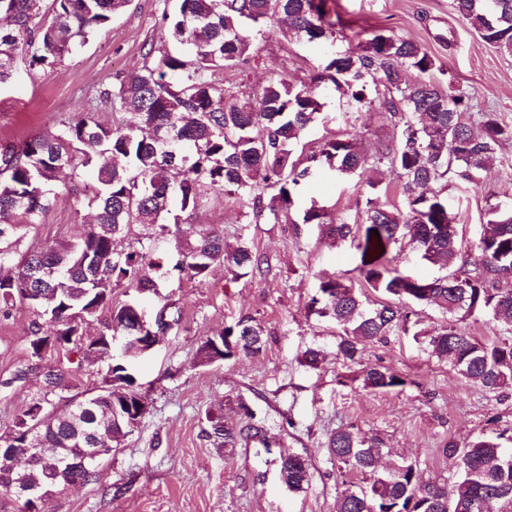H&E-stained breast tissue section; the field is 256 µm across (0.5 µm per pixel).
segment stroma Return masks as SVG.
<instances>
[{"label": "stroma", "mask_w": 512, "mask_h": 512, "mask_svg": "<svg viewBox=\"0 0 512 512\" xmlns=\"http://www.w3.org/2000/svg\"><path fill=\"white\" fill-rule=\"evenodd\" d=\"M175 6L176 0H130L106 30L63 61L35 67L18 61L14 80L0 85V144L55 134L62 121L82 112H95L106 125L118 122L119 105L101 93L138 70L147 50H169L160 32L164 15ZM327 10L342 37L308 44L278 31L257 44L246 71L218 70L212 80L227 85L244 80L255 87L279 78L304 81L331 56L355 50L368 34L383 29L427 50L436 60L435 79L454 81L471 93L475 110L498 112L512 124V56L482 42L453 13L450 0H327ZM322 103V118L303 134L297 154L307 155L336 137L355 140L371 154L394 143V126L380 104L356 111L334 90ZM509 163L510 143L487 164L481 186L455 179L444 183L464 247L476 241L488 204L512 201ZM371 180L376 189L368 188ZM84 184L70 173L59 179L55 201L30 229L25 246L71 240L88 228L95 208L82 192ZM370 197L385 205L403 203L389 171L343 178L329 170L299 186L288 224L246 217L221 202L190 215V223L223 231L227 245L247 239L268 263L242 277L218 266L203 280L162 279L160 293L176 303L182 320L138 367L147 409L95 478L54 495L46 512H336L345 481L362 480L358 473L341 478L329 459L324 443L340 427L381 434L388 461L416 464L422 480L454 483L457 467L441 453L445 442L463 443L495 431L489 421L495 414L511 424L512 398L488 399L409 333L367 343L358 363L337 361L335 324L307 312L316 274L353 276L358 256L353 247L333 244L302 224L305 208L314 201L330 217L359 224ZM243 318L264 326L263 350L204 363L205 339ZM33 319L21 302L0 315V427L11 425L42 392L47 372L64 379L53 398L58 407L101 380L97 367L80 363L71 352L31 357ZM311 345L326 354L317 370L300 362ZM378 366L408 376L412 386L400 392L364 389L361 372ZM250 411L265 418L276 440L273 454L307 456L311 480L303 491L292 493L281 484L273 454L259 444L215 447L207 414L242 422Z\"/></svg>", "instance_id": "obj_1"}]
</instances>
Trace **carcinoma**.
<instances>
[{
    "mask_svg": "<svg viewBox=\"0 0 512 512\" xmlns=\"http://www.w3.org/2000/svg\"><path fill=\"white\" fill-rule=\"evenodd\" d=\"M128 3L0 0V16L12 19L0 26V84L13 78L19 57L28 58L31 67L47 62L35 45L60 61L105 30ZM278 3L291 38L313 43L343 34L326 18L325 0H179L175 13L165 17L162 40L183 50L145 57L139 70L101 92L127 110L120 125L102 124L86 112L51 138L0 145V269L9 268L6 275L0 272V312L8 313L18 300L27 302L36 319L32 356L78 345L86 360L104 370L90 410L69 404L48 410L51 400L45 396L33 402L25 418L1 431L0 440L26 448L35 438L46 455L70 456L85 444L90 428L117 446L133 431L124 402L140 397L138 364L148 355L150 337L166 331L159 317L167 314L168 303L156 318L142 322L139 298L115 304L113 289L124 283L140 295L155 294L158 275L203 279L217 264L237 276L261 270L267 258L248 240L230 249L213 230L181 228L180 214L222 200L279 224L289 218L301 182L316 179L326 167L339 176L365 170L369 158L347 139L327 140L304 160L295 156L300 137L318 120L329 83L356 110L382 98L398 141L378 149L376 161L395 172L404 205L388 207L369 197L363 223L349 224L325 222L324 207L311 202L302 223L318 226L336 244L355 246L360 264L356 283L336 274L318 276L309 312L336 322V359L356 363L365 343L408 332L409 304L433 305L448 324L425 337L431 353L475 389L497 400L508 397L512 338L481 342L471 335L468 321L487 313L512 335V289L500 287L501 280L512 278V204L489 206L474 254L468 256L448 197L430 186L450 177L478 183L485 161L512 142V124L496 112H482L481 132H474L471 97L430 77L436 62L419 44L384 30L299 84L280 78L255 90L246 83L231 88L208 79L213 70L249 64L255 42L265 40L278 21ZM451 8L484 43L512 55V0H451ZM66 167L88 173L95 184L90 202L98 211L97 224L75 241L19 251L20 230L40 223ZM135 226L173 234L178 258L155 253L151 241L132 235ZM122 236L130 239L129 246L117 251L112 244ZM406 243L442 273L430 278L401 273L397 263ZM364 287L394 302L369 308ZM41 320L53 327V335H41ZM92 321L102 330L87 336L84 328ZM264 344L263 326L241 319L207 338L201 359L212 364L236 353L253 356ZM361 381L375 392L414 384L377 367L363 371ZM207 421L219 448L251 441L267 451L272 447L264 421L252 413L245 424L211 416ZM503 439L512 442V430L483 433L464 444L448 440L442 453L459 469L449 491L437 480L420 481L416 466L405 460L379 470L384 439L338 429L325 442L328 455L364 481L346 490L337 512H512V448L503 447ZM277 466L290 491L310 481L309 463L300 455H281ZM94 473L93 467L67 466L61 478L87 483Z\"/></svg>",
    "mask_w": 512,
    "mask_h": 512,
    "instance_id": "carcinoma-1",
    "label": "carcinoma"
}]
</instances>
